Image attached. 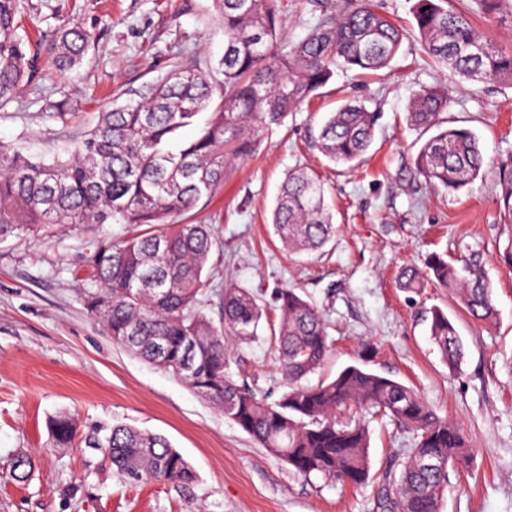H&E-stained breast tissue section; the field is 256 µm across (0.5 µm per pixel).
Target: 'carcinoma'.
I'll return each mask as SVG.
<instances>
[{
  "label": "carcinoma",
  "mask_w": 512,
  "mask_h": 512,
  "mask_svg": "<svg viewBox=\"0 0 512 512\" xmlns=\"http://www.w3.org/2000/svg\"><path fill=\"white\" fill-rule=\"evenodd\" d=\"M224 30V55L205 69H174L151 83L137 100L98 113L95 124L51 162L35 160L0 144V239L35 234L49 224L81 225L91 233L93 285L88 312L116 345L182 381L306 478L322 477L359 487L368 480L369 429L336 414L367 407L406 426L415 445L399 475H383L389 493L381 512H440L450 474L467 470L474 456L463 428L439 416L413 388L390 376L351 364L333 377L308 382L332 349L319 308L293 288L277 297V323L270 328L283 377L276 399L231 370L234 346L258 338L265 305L249 288L229 287L215 320L205 310L210 282L204 276L215 239L208 224L177 218L224 187L226 166L250 155L288 113L326 86L339 70L376 72L390 66L408 32L381 11L377 0L330 4L297 42L282 37L280 0H212ZM21 0H0V105L35 79L37 54L19 33ZM414 28L425 53L461 81L512 82V50L482 36L448 0H414ZM93 33L65 26L46 47L60 70L80 66ZM218 101L197 136L178 140L181 129ZM450 98L445 86H420L410 96L407 123L437 129L418 149L416 175L431 187L455 192L475 182L486 167L476 135L442 127ZM376 112L347 101L329 114L315 147L336 164L360 159L375 133ZM497 205L501 223L512 227V167L502 168ZM104 224H138L156 230L120 240L97 234ZM275 235L294 256L321 250L335 234L332 207L319 176L299 168L286 175L272 210ZM444 288L477 321L497 316L483 265H460L431 254L424 271L404 272L401 287ZM429 333L441 358L455 369L463 343L448 313L430 311ZM76 436L73 415L51 421L53 446ZM100 448L135 484L163 482L187 490L191 465L160 435L114 425ZM34 471L28 453L17 454L9 475L27 481Z\"/></svg>",
  "instance_id": "cac0c4a2"
}]
</instances>
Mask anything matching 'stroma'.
I'll list each match as a JSON object with an SVG mask.
<instances>
[{"label":"stroma","mask_w":512,"mask_h":512,"mask_svg":"<svg viewBox=\"0 0 512 512\" xmlns=\"http://www.w3.org/2000/svg\"><path fill=\"white\" fill-rule=\"evenodd\" d=\"M482 35L512 49V7L488 18L475 0H449ZM289 40L316 24L319 0H282ZM95 34L84 63L61 73L43 64L33 83L0 107V144L45 158L64 155L112 103L135 99L173 66L191 67L224 53V33L211 0H24L22 24L50 43L70 21ZM448 85V127L471 129L491 169L453 194L414 176L413 159L429 137L405 119L413 90ZM350 98L379 114L375 138L360 162L335 164L311 142L324 117ZM512 158V83L457 82L424 56L409 35L390 67L337 72L309 103L237 160L214 200L199 202L187 221L212 225L213 289L219 311L226 286L257 293L274 309L277 292L294 288L323 311L333 350L320 371L332 376L363 362L413 386L440 416L459 423L475 450L468 471L451 476L441 512H512V267L499 259L512 229L497 197L502 161ZM318 173L334 209L336 232L319 253L284 251L270 212L286 174ZM83 227L48 226L38 236L0 242V512H380L382 474L415 444L394 420L366 413L370 478L357 488L305 479L262 448L179 379L112 343L87 312L83 293L92 268ZM480 259L498 310L472 320L440 288L398 285L401 270L423 267L429 254ZM447 311L464 340V358L449 370L432 344L431 307ZM249 383L279 395L282 377L269 339L239 345ZM75 415L67 448L50 445L49 420ZM116 424L165 436L192 465L196 481L132 484L108 455L86 447L89 435ZM35 459L31 479L8 476L18 453Z\"/></svg>","instance_id":"obj_1"}]
</instances>
